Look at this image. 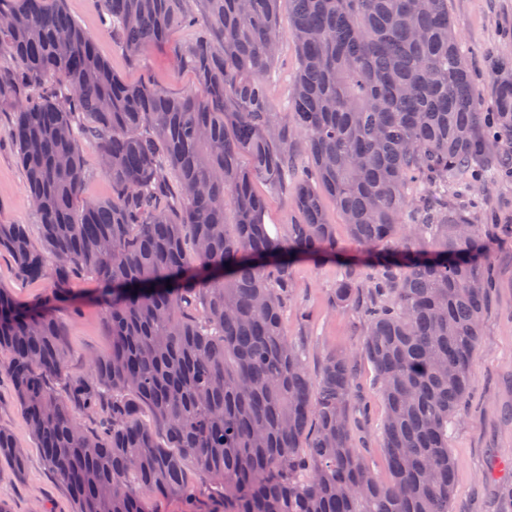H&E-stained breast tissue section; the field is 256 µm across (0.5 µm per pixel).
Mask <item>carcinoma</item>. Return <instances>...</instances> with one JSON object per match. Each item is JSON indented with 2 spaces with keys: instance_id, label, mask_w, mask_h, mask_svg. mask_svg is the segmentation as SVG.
Segmentation results:
<instances>
[{
  "instance_id": "1",
  "label": "carcinoma",
  "mask_w": 512,
  "mask_h": 512,
  "mask_svg": "<svg viewBox=\"0 0 512 512\" xmlns=\"http://www.w3.org/2000/svg\"><path fill=\"white\" fill-rule=\"evenodd\" d=\"M100 2L133 59L174 27L202 31L173 48L199 88L172 96L112 72L64 0H0V58L18 64L0 77V107L16 112L8 136L48 245L0 224V254L23 277H49L59 303L76 276L94 279L112 337L59 391L52 308L0 289V376L75 512L193 504L192 470L224 512H448V421L470 392L492 281L481 225L452 189L512 164V62L490 59L496 111L483 112L448 0H288L287 34L281 0ZM286 36L299 70L278 112L266 75ZM84 140L112 196L79 207ZM292 175L294 216L272 237L253 186L286 193ZM324 194L367 248L336 305L359 302L357 267L371 275L359 350L329 353L313 377L283 308L295 262L338 256ZM361 360L386 409L385 481L352 445ZM87 414L101 431L81 426ZM1 459L24 469L0 427Z\"/></svg>"
}]
</instances>
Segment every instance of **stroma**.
I'll list each match as a JSON object with an SVG mask.
<instances>
[{"mask_svg": "<svg viewBox=\"0 0 512 512\" xmlns=\"http://www.w3.org/2000/svg\"><path fill=\"white\" fill-rule=\"evenodd\" d=\"M75 22L93 38L97 53L125 82L151 80L175 96L196 92L193 72L179 66L173 46L193 41L196 30L176 27L166 44L150 48L140 59L130 58L105 26L109 19L100 0H65ZM448 15L468 58L481 109L493 111L492 76L487 53L512 58V0H448ZM299 68L298 53L284 40L281 55L268 81L275 108L284 112ZM25 172L9 143L0 144V223L26 225L35 246L42 232L25 188ZM495 284L482 317L481 336L472 364L473 393L469 408L448 426V448L455 463V489L449 512H512V471L491 470L493 460L512 458V237L492 246ZM346 274L344 263L304 260L294 265L284 325L302 352L309 371L333 351L355 352L365 331L359 306L334 303L336 284ZM0 288L21 303L49 298L47 280L20 276L14 264L0 257ZM79 312L56 307L65 350V370L76 375L93 356L107 355L112 338L103 311L95 301L96 284L80 278L72 284ZM385 406L375 371L368 363L357 367L350 429L364 460L378 478L387 475L382 447ZM0 427L10 430L23 452L25 466L15 472L0 461V506L7 512H74L66 487L47 470L37 440L27 425L23 407L8 381L0 382Z\"/></svg>", "mask_w": 512, "mask_h": 512, "instance_id": "stroma-1", "label": "stroma"}]
</instances>
